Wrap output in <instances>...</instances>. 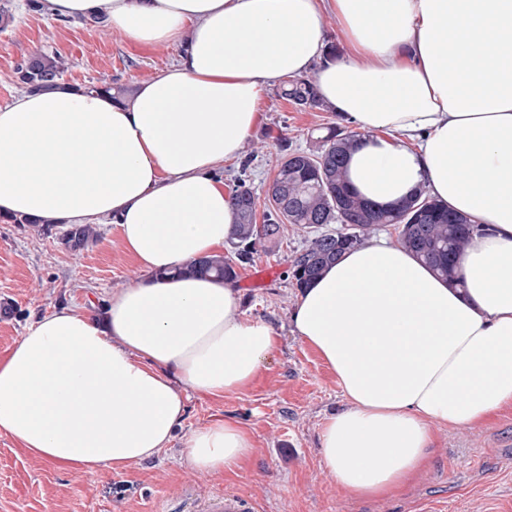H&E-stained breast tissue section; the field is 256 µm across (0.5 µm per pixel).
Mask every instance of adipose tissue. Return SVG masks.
I'll return each instance as SVG.
<instances>
[{"instance_id": "obj_1", "label": "adipose tissue", "mask_w": 512, "mask_h": 512, "mask_svg": "<svg viewBox=\"0 0 512 512\" xmlns=\"http://www.w3.org/2000/svg\"><path fill=\"white\" fill-rule=\"evenodd\" d=\"M52 17H100L129 42L182 45L118 101L57 82L0 106V215L112 224L143 277L103 315L36 317L0 359V434L59 470H127L166 448L188 393L245 391L278 335L245 318L231 283L169 277L220 254L233 206L217 173L239 157L280 79L315 72L325 104L362 137L349 187L390 209L425 189L482 232L461 287L399 246L347 252L306 288L299 340L345 405L318 454L352 497L385 498L423 468L436 428L512 406V0H42ZM344 36L326 56L325 16ZM245 427L186 436L195 471L234 472Z\"/></svg>"}]
</instances>
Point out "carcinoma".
I'll return each mask as SVG.
<instances>
[{
  "label": "carcinoma",
  "mask_w": 512,
  "mask_h": 512,
  "mask_svg": "<svg viewBox=\"0 0 512 512\" xmlns=\"http://www.w3.org/2000/svg\"><path fill=\"white\" fill-rule=\"evenodd\" d=\"M66 70L60 56L37 51L24 56L17 67L25 89H48L62 79ZM280 97L303 108L323 109L317 86L309 76L290 79L280 87ZM357 132L335 126L316 137V147L294 149L282 139L281 160L275 175L279 195L269 199L263 222L257 223V202L243 179L232 191L234 229L229 240L232 255L201 259L178 270V274L208 273L231 282L238 268L252 260L254 253L276 243L285 224L302 229L335 224L307 240L294 257L291 278L302 288L318 277L343 253L365 244L381 224L395 227L401 247L413 253L439 277L458 282L457 263L473 238L475 225L421 190L391 210L376 207L349 189L346 159ZM97 237L89 225L74 224L64 231L70 250L79 251Z\"/></svg>",
  "instance_id": "carcinoma-1"
}]
</instances>
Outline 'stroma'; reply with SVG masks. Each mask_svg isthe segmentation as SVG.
Returning <instances> with one entry per match:
<instances>
[{
	"label": "stroma",
	"mask_w": 512,
	"mask_h": 512,
	"mask_svg": "<svg viewBox=\"0 0 512 512\" xmlns=\"http://www.w3.org/2000/svg\"><path fill=\"white\" fill-rule=\"evenodd\" d=\"M12 21L0 30V106L22 92L16 66L34 51L55 52L67 69L64 81L84 87L105 82L127 88L161 75L177 48L131 46L120 32L31 11L26 0H0ZM263 119L245 141L250 165H224V184L239 175L268 203L267 188L280 159L278 142L314 148L315 129L340 122L334 112L303 109L270 91ZM97 237L79 252L65 248L40 225L0 220V357L36 316L56 306L100 311L107 294L140 277L124 252L114 225L99 224ZM306 232L286 225L277 247L254 256L239 270L235 286L244 317L272 324L277 348L244 393L219 398L190 395L183 425L168 448L121 472L60 471L24 453L0 434V512H203L219 492L249 497L256 512H512V407L469 427L438 431L428 468L391 497H346L324 472L318 439L325 418L344 405L335 375L292 332L291 313L300 290L286 271L306 244ZM270 276L250 286L252 271ZM241 423L252 435L254 454L221 477L191 469L182 449L185 435L218 419Z\"/></svg>",
	"instance_id": "1"
}]
</instances>
